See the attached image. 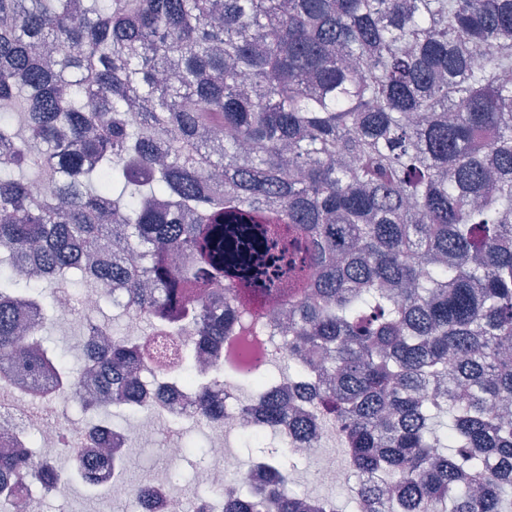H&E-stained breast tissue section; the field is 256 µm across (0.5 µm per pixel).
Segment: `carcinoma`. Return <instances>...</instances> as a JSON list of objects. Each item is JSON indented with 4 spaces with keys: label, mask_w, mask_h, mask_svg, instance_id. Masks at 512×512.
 <instances>
[{
    "label": "carcinoma",
    "mask_w": 512,
    "mask_h": 512,
    "mask_svg": "<svg viewBox=\"0 0 512 512\" xmlns=\"http://www.w3.org/2000/svg\"><path fill=\"white\" fill-rule=\"evenodd\" d=\"M508 74L512 0H0V369L130 401L144 338L70 367L34 292L118 288L260 412L224 512H340L290 490L284 424L337 430L355 512H512ZM70 481L0 457V507Z\"/></svg>",
    "instance_id": "cac0c4a2"
}]
</instances>
